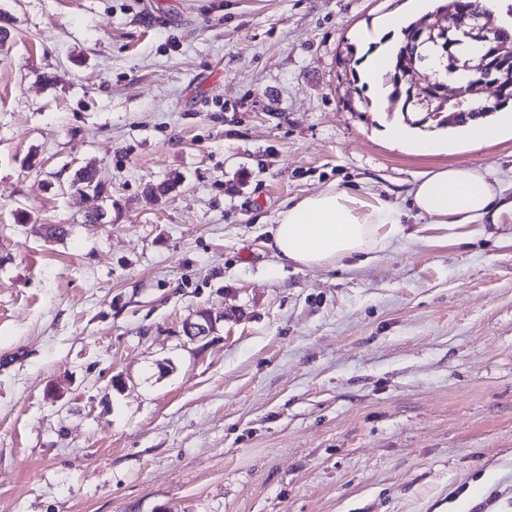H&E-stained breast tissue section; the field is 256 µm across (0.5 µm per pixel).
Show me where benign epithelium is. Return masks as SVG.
I'll return each mask as SVG.
<instances>
[{
	"instance_id": "7a95c632",
	"label": "benign epithelium",
	"mask_w": 512,
	"mask_h": 512,
	"mask_svg": "<svg viewBox=\"0 0 512 512\" xmlns=\"http://www.w3.org/2000/svg\"><path fill=\"white\" fill-rule=\"evenodd\" d=\"M489 12L478 11L474 3H468L463 11L453 8L422 25L421 34L433 35L442 31H462L471 40L474 68L483 77L470 83L449 87L436 79H430L424 86L416 83L417 63H412L406 73L410 94L423 107L440 104V109L430 114L433 122L444 119L456 122L459 119L477 118L484 110L496 106L505 94L512 90V32L494 26L488 18ZM497 45L498 50L488 52V46ZM485 86L491 89V96L481 100L474 97L475 88Z\"/></svg>"
}]
</instances>
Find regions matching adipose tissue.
Wrapping results in <instances>:
<instances>
[{"mask_svg":"<svg viewBox=\"0 0 512 512\" xmlns=\"http://www.w3.org/2000/svg\"><path fill=\"white\" fill-rule=\"evenodd\" d=\"M409 196L419 216L451 229L494 222L512 211V199L504 200L488 171L478 166L425 172ZM400 224L399 210L380 196L328 186L278 212L270 232L279 258L319 267L383 252L400 234Z\"/></svg>","mask_w":512,"mask_h":512,"instance_id":"adipose-tissue-1","label":"adipose tissue"}]
</instances>
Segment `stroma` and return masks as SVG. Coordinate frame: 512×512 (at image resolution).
I'll return each mask as SVG.
<instances>
[{"label":"stroma","mask_w":512,"mask_h":512,"mask_svg":"<svg viewBox=\"0 0 512 512\" xmlns=\"http://www.w3.org/2000/svg\"><path fill=\"white\" fill-rule=\"evenodd\" d=\"M392 17L0 0V512H512V212L472 235L408 196L448 166L512 185V128L394 138L358 38ZM329 185L402 236L278 259L269 221Z\"/></svg>","instance_id":"35a3bbf8"}]
</instances>
